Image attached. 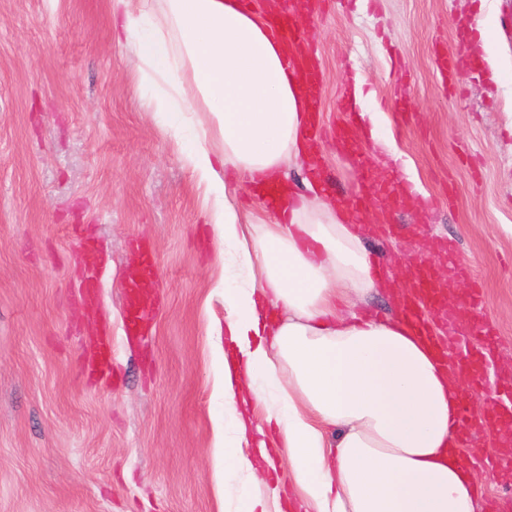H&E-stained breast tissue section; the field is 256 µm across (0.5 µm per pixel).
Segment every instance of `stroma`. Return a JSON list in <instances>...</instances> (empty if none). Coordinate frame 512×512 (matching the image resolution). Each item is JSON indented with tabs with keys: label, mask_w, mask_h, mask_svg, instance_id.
<instances>
[{
	"label": "stroma",
	"mask_w": 512,
	"mask_h": 512,
	"mask_svg": "<svg viewBox=\"0 0 512 512\" xmlns=\"http://www.w3.org/2000/svg\"><path fill=\"white\" fill-rule=\"evenodd\" d=\"M481 0H352L300 20L325 74L321 123L358 75L374 122L389 120L427 214L393 208V240L367 236L393 267L453 240L481 283L512 363V0H496L498 78L460 74L443 90L433 44ZM407 86V119L397 115ZM107 0H0V512H237L241 479L214 443L224 422V275L212 211L184 145L147 103ZM316 160L329 192H362L334 141ZM453 195L444 203V195ZM95 241L97 296L80 306L76 240ZM150 247L162 297L151 334L127 329L132 243ZM112 340L110 384L86 367L93 333Z\"/></svg>",
	"instance_id": "obj_1"
}]
</instances>
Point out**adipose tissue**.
Here are the masks:
<instances>
[{
	"label": "adipose tissue",
	"mask_w": 512,
	"mask_h": 512,
	"mask_svg": "<svg viewBox=\"0 0 512 512\" xmlns=\"http://www.w3.org/2000/svg\"><path fill=\"white\" fill-rule=\"evenodd\" d=\"M149 108L189 158L215 209L224 268V465L256 479L286 448L288 487L304 512H480L467 457L445 453L458 430L450 370L398 319L358 317L381 286L358 227L333 201L298 194L276 217L236 204L246 182L274 183L303 150L300 78L286 70L268 13L238 0H108ZM205 120H198V113ZM264 424L242 410L257 381ZM256 455L243 452L246 443Z\"/></svg>",
	"instance_id": "adipose-tissue-1"
}]
</instances>
